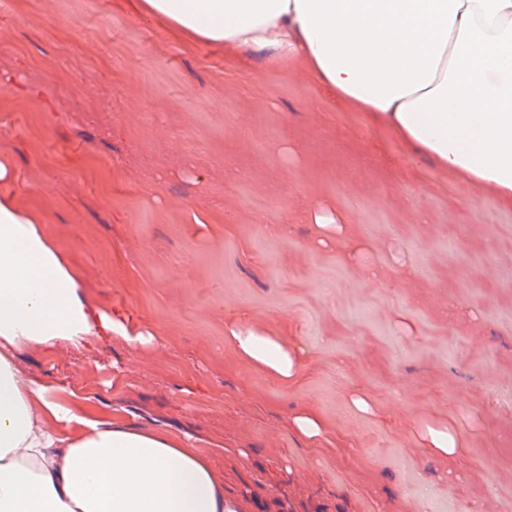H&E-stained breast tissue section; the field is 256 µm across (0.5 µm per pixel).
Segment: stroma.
Masks as SVG:
<instances>
[{
    "instance_id": "stroma-1",
    "label": "stroma",
    "mask_w": 512,
    "mask_h": 512,
    "mask_svg": "<svg viewBox=\"0 0 512 512\" xmlns=\"http://www.w3.org/2000/svg\"><path fill=\"white\" fill-rule=\"evenodd\" d=\"M0 157L88 297L154 334L24 350L26 373L188 440L237 512H512V210L488 188L135 0H0ZM314 204L343 230L308 223ZM236 314L293 321L297 383L225 343ZM306 405L312 443L291 427ZM443 424L465 458L416 446ZM293 429L306 439L313 440L323 433L321 417L309 407H305L292 417Z\"/></svg>"
}]
</instances>
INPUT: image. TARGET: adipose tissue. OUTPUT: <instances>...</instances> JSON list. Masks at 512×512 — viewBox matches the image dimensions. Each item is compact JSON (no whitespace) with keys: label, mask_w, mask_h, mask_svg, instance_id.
<instances>
[{"label":"adipose tissue","mask_w":512,"mask_h":512,"mask_svg":"<svg viewBox=\"0 0 512 512\" xmlns=\"http://www.w3.org/2000/svg\"><path fill=\"white\" fill-rule=\"evenodd\" d=\"M191 37L300 65L362 112L512 209V0H141ZM294 324L275 336L238 320L224 339L275 380L301 375ZM152 333L84 292L41 215L0 194V512H234L224 474L164 432L102 426L24 374L52 353Z\"/></svg>","instance_id":"ef3b65f1"}]
</instances>
